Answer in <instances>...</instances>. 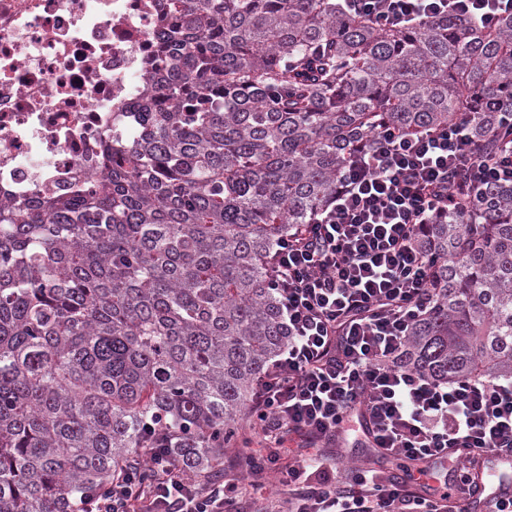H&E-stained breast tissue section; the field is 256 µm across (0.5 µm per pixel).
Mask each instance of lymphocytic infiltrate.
<instances>
[{
  "label": "lymphocytic infiltrate",
  "instance_id": "f902f5d3",
  "mask_svg": "<svg viewBox=\"0 0 512 512\" xmlns=\"http://www.w3.org/2000/svg\"><path fill=\"white\" fill-rule=\"evenodd\" d=\"M347 13L399 29L444 14L493 26L512 15V0H342ZM495 154L480 155L471 123L407 137L385 129L346 169L333 205L302 238L282 239L269 285L288 322L287 348L258 382L253 415L267 451L252 457L245 477L225 483L199 477L172 445L152 447L155 482L143 487L138 464L88 498L82 512H237V494L281 473L284 512H456L476 481L466 451L485 448L512 458V377L436 380L403 363L411 326L433 300L430 263L415 235L431 214L447 208L459 175L473 192L512 184V111L501 113ZM360 412L374 447L400 460L459 461L449 489L435 498L402 483H382L354 466L349 478L328 476L311 457L281 469V451L294 437L328 439ZM323 471L312 481L308 468Z\"/></svg>",
  "mask_w": 512,
  "mask_h": 512
}]
</instances>
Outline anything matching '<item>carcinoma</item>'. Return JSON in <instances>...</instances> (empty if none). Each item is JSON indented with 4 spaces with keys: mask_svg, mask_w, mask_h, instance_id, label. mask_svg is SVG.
<instances>
[{
    "mask_svg": "<svg viewBox=\"0 0 512 512\" xmlns=\"http://www.w3.org/2000/svg\"><path fill=\"white\" fill-rule=\"evenodd\" d=\"M160 41L168 65L96 192L0 206V512H77L170 439L224 477L288 345L277 244L377 130L469 117L486 156L512 104V16L390 30L338 0H169ZM415 243L435 294L403 363L512 375V186L459 193Z\"/></svg>",
    "mask_w": 512,
    "mask_h": 512,
    "instance_id": "carcinoma-1",
    "label": "carcinoma"
}]
</instances>
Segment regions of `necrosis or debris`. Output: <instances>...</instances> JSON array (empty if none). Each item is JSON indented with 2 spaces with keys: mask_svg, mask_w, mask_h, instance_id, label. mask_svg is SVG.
Returning a JSON list of instances; mask_svg holds the SVG:
<instances>
[{
  "mask_svg": "<svg viewBox=\"0 0 512 512\" xmlns=\"http://www.w3.org/2000/svg\"><path fill=\"white\" fill-rule=\"evenodd\" d=\"M166 0H0V204L98 188L161 67Z\"/></svg>",
  "mask_w": 512,
  "mask_h": 512,
  "instance_id": "1",
  "label": "necrosis or debris"
}]
</instances>
